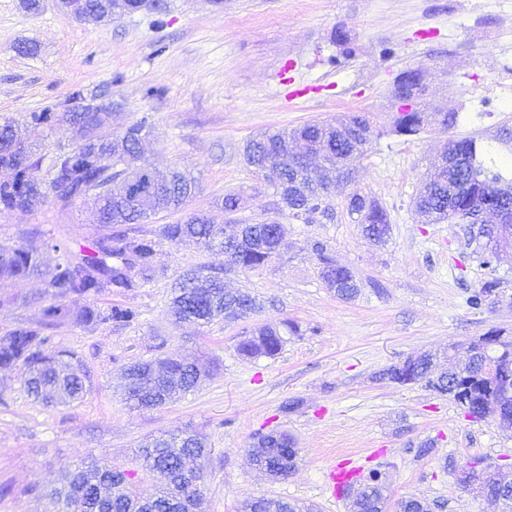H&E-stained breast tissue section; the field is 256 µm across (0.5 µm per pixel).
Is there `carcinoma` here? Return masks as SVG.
Here are the masks:
<instances>
[{
  "mask_svg": "<svg viewBox=\"0 0 512 512\" xmlns=\"http://www.w3.org/2000/svg\"><path fill=\"white\" fill-rule=\"evenodd\" d=\"M83 12L97 22L116 18L110 11L108 0H83ZM426 95L421 70L405 69L397 73L390 92L393 109L391 132L398 136H415L425 126L421 105ZM110 113L100 107L87 105V109L64 111V105H52L25 117L30 132L37 136L57 125H68L79 136L78 145L59 150L51 159L48 170H42L43 157L18 141L11 124L0 125V212L22 210L25 200L41 184L47 191L56 192L54 199L64 204L87 195L93 197L99 223L140 224L151 213L180 211L197 189L194 178L174 168L162 177L141 154V142L146 125L133 123L120 132L124 151L112 157V134L107 131ZM374 135L370 118L363 112H352L334 121H315L295 129L289 134L272 133L248 141L244 148L246 165L255 176L279 189L293 181L303 191L292 196L288 204V217L305 222L319 214L333 218L324 205L330 184L324 179L312 181L305 177L306 169L287 165L290 142L298 143L304 154L331 150L343 158L346 166H354L365 156L367 145ZM445 150L460 158L461 165L451 175L438 164L432 165L415 200V213L427 224L462 222L479 209L512 205V180H507L503 168L496 165L490 150L483 148L475 138L450 137ZM152 177L150 199L145 203L112 200V181L119 178ZM345 210L350 220L362 230L373 233L376 241L384 239L389 230L386 210L371 195L359 190L345 197ZM240 230L241 240L229 253L231 264L241 270L258 268L271 260L272 243L284 236L283 225L277 221L268 224H216L209 218L190 213L175 224H165L161 237L180 242L194 239L208 249H224L226 228ZM159 242L143 235L116 231L97 239L91 253L78 261L65 258L50 273L48 287L55 302L42 309L43 323L39 327H19L0 338V367H20L25 374L27 391L45 401L58 399L74 401L81 397L83 381L73 368V354L66 350L53 353L44 351L47 338L42 328L58 324L71 316L66 302L86 300L107 288L129 289L137 286L135 277L146 279L155 272V259ZM483 264L492 277L484 281L470 297L476 308L488 305L487 292L498 289L500 280L494 259L496 251L478 245ZM322 268L325 286L342 300L355 299L362 288L361 282L346 267L334 264L325 254L326 248L315 247ZM41 272L37 254L22 246H0V285L14 279ZM232 304L224 294V277L200 266L182 274L174 286L172 311L185 322L207 325L216 319H228L224 311ZM140 313L133 307L114 305L102 311L90 305L82 306L76 318L86 324L110 323L115 327H128L139 321ZM285 339L274 326H263L251 336L239 341L237 351L247 358H272L280 353ZM153 374L141 389L126 386L127 395L143 393L144 407L160 408L197 387L202 369L178 356H168L150 362ZM421 369L420 378L433 390L442 389L435 366L424 358L414 364ZM497 392L483 385L471 390L468 397L470 414L484 417V405L496 397ZM283 432L259 435L252 444L251 456L255 466L282 479L290 467L296 465L295 448H282ZM206 447L205 438L194 431L185 432L176 440L155 439L143 446L142 466L156 474L160 483L145 496L132 494L126 486V475L108 465L91 462L74 469L65 468L59 484L52 490L62 501L66 512H181V501L191 498L199 504L198 482L200 473L190 462L201 456ZM386 487L378 476L359 485L353 495L349 512H384ZM400 512H429L424 500L408 496L398 502ZM242 512H316L312 505L288 502L275 498H259L245 503Z\"/></svg>",
  "mask_w": 512,
  "mask_h": 512,
  "instance_id": "obj_1",
  "label": "carcinoma"
}]
</instances>
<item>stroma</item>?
<instances>
[{"label": "stroma", "instance_id": "stroma-1", "mask_svg": "<svg viewBox=\"0 0 512 512\" xmlns=\"http://www.w3.org/2000/svg\"><path fill=\"white\" fill-rule=\"evenodd\" d=\"M108 24L77 20L52 0L29 12L21 0H0V123L63 101L83 89L111 105V129L146 120L144 158L164 170L190 172L198 189L192 212L222 223L225 193H241L245 224H283L285 247L253 270L228 269L223 253L192 241L161 240V212L131 231L160 239L152 278L122 293L104 291L99 309L137 308V324L117 329L76 319L49 329L47 351L74 353L80 399L46 406L28 394L19 370L0 368V512H62L48 496L62 469L96 459L128 473L136 493L158 478L135 452L146 439L194 430L210 452L200 459L201 512H239L243 501L280 498L348 512L333 496L332 465L345 460L380 472L389 488L385 512L407 496L431 512H500L462 491L457 471L484 458L512 480V430L468 418L424 384L399 385L381 374L408 357L465 343L487 331L512 333V258L496 276L501 302L474 309L470 295L487 277L463 225L424 224L412 210L430 161L449 136H473L499 157L512 128V0H165ZM350 35L353 58L333 64L336 29ZM32 42L35 55L16 46ZM424 73L426 113L456 111L453 132L428 124L414 137L392 134L390 90L399 70ZM348 112L368 113L378 136L350 187L329 198L334 220L304 223L278 211L268 184L243 160L247 140ZM377 199L390 216L384 242L366 237L345 211L349 189ZM82 200L40 198L28 209L0 213V245L36 251L43 275L0 286V337L37 326L50 301L46 271L62 257L79 259L108 234ZM324 243L337 265L362 283L352 301L338 299L320 278L312 250ZM223 270L232 289L262 303L244 321L201 327L174 319L171 287L198 266ZM294 321L273 358L247 359L236 346L244 332ZM182 355L203 364L202 383L163 407L130 409L122 370L136 362ZM293 411H285L289 401ZM283 431L297 443L295 471L274 480L255 469L249 449L258 433Z\"/></svg>", "mask_w": 512, "mask_h": 512}]
</instances>
